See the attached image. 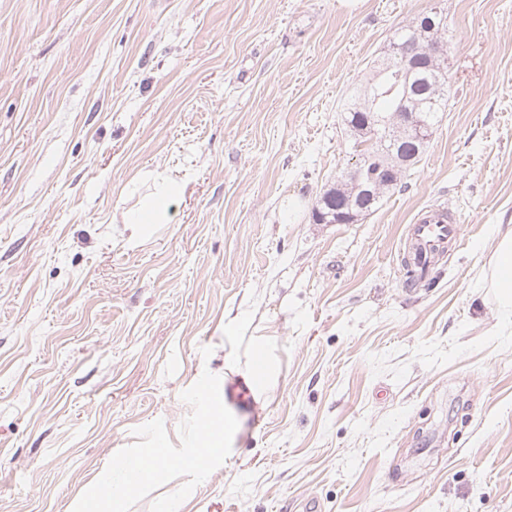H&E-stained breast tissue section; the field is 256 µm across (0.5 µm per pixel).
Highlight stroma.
<instances>
[{
  "label": "stroma",
  "mask_w": 512,
  "mask_h": 512,
  "mask_svg": "<svg viewBox=\"0 0 512 512\" xmlns=\"http://www.w3.org/2000/svg\"><path fill=\"white\" fill-rule=\"evenodd\" d=\"M448 18V110L356 224L312 209L399 27ZM163 170L183 195L132 236ZM463 242L405 284L408 227ZM512 0H0V512H71L203 371L238 420L179 512H512ZM277 375L252 386L253 343ZM444 208L429 207L423 209L409 226L406 244V258L419 259L429 268L430 261L448 245L461 241L462 227L460 219ZM491 288H497L501 299L512 305V228L498 240L494 250Z\"/></svg>",
  "instance_id": "1"
}]
</instances>
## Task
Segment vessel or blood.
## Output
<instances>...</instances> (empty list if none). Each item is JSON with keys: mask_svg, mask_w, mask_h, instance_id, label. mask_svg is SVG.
I'll return each mask as SVG.
<instances>
[{"mask_svg": "<svg viewBox=\"0 0 512 512\" xmlns=\"http://www.w3.org/2000/svg\"><path fill=\"white\" fill-rule=\"evenodd\" d=\"M461 238L462 227L455 214L440 207H429L421 210L409 227L406 254L426 265Z\"/></svg>", "mask_w": 512, "mask_h": 512, "instance_id": "obj_1", "label": "vessel or blood"}]
</instances>
